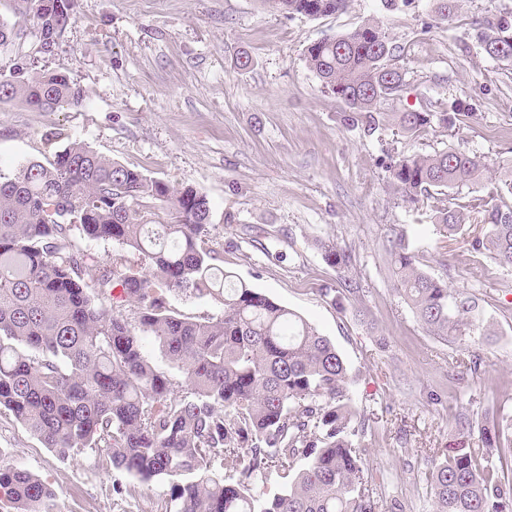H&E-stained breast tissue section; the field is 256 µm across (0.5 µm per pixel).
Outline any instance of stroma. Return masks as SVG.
<instances>
[{"label": "stroma", "mask_w": 512, "mask_h": 512, "mask_svg": "<svg viewBox=\"0 0 512 512\" xmlns=\"http://www.w3.org/2000/svg\"><path fill=\"white\" fill-rule=\"evenodd\" d=\"M512 0H463L451 24L432 0H350L339 14L285 15L261 0H77L76 19L41 64L70 76L81 106L54 112L0 103V178L30 161L49 163L80 140L102 156L210 202V245L224 269L288 307L326 336L353 381L365 421L353 441L374 476V496L399 512H432L426 474L442 448H476L485 412L512 416V269L439 231L433 211L403 201L387 157L456 146L489 165L512 159V63L486 58L474 30ZM379 23L400 46L406 72L381 112H408L459 97L474 115L419 137L383 126L374 136L343 125L345 106L304 61L308 45ZM252 63L236 65L239 51ZM405 234L417 265L479 299L473 317L491 335L455 344L429 335L396 290L388 252ZM351 257L325 262L321 243ZM351 282L343 306L326 288ZM483 360L454 380L449 359ZM472 432H462L459 417ZM0 462L38 475L57 493L50 512H157L167 480H126L87 449L63 460L8 412H0Z\"/></svg>", "instance_id": "obj_1"}]
</instances>
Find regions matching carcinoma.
Masks as SVG:
<instances>
[{"label":"carcinoma","instance_id":"carcinoma-1","mask_svg":"<svg viewBox=\"0 0 512 512\" xmlns=\"http://www.w3.org/2000/svg\"><path fill=\"white\" fill-rule=\"evenodd\" d=\"M10 2L32 27L1 19L0 46L34 31L58 39L74 20L76 0ZM263 2L317 19L345 11L349 0ZM433 2L447 24L460 0ZM475 38L487 58L511 61L512 10ZM397 52L371 23L310 44L305 62L348 108L344 123L367 137L388 118L413 137L472 115L457 97L437 110L376 111L406 84ZM4 100L52 112L79 106L84 91L65 74L17 63L0 72ZM386 168L404 201L431 202L448 235L476 221L470 249L512 267V160L492 170L483 157L450 147L391 157ZM209 216L199 190L150 179L77 140L52 163L30 161L0 181V410L61 459L90 448L141 481L167 479L160 512H382L351 440L356 410L345 362L300 315L216 264ZM77 230L118 243L141 263L100 264ZM323 249L328 264L349 265L348 254ZM390 257L397 290L422 327L450 344L461 340L476 297L421 270L402 236ZM89 267L95 277L87 282ZM172 293L220 311L185 316L171 308ZM148 338L177 373L145 356ZM511 455L490 438L484 448L443 449L427 477L436 512H512V482L497 474V462ZM270 469L284 490L253 495L251 485ZM0 491L14 512H48L56 497L14 465H0Z\"/></svg>","mask_w":512,"mask_h":512}]
</instances>
